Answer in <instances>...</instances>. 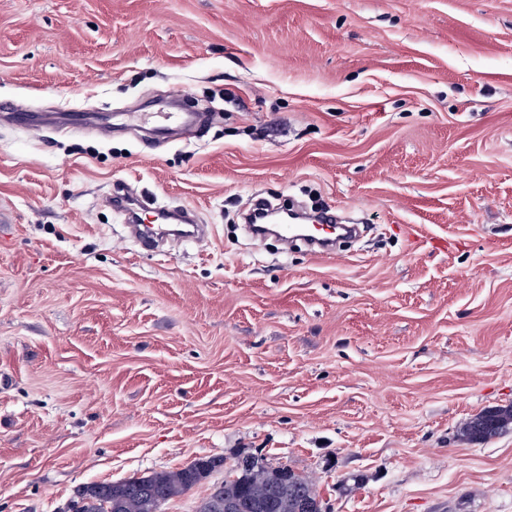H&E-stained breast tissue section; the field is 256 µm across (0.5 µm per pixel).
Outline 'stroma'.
Segmentation results:
<instances>
[{
    "instance_id": "obj_1",
    "label": "stroma",
    "mask_w": 512,
    "mask_h": 512,
    "mask_svg": "<svg viewBox=\"0 0 512 512\" xmlns=\"http://www.w3.org/2000/svg\"><path fill=\"white\" fill-rule=\"evenodd\" d=\"M210 100L197 138L114 123ZM0 512L259 453L327 512H512V0H0ZM210 236L145 252L105 198ZM364 221L282 254L253 194ZM511 421L512 410H488L469 423L466 434L471 439L487 441L500 435Z\"/></svg>"
}]
</instances>
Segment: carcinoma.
Listing matches in <instances>:
<instances>
[{
    "mask_svg": "<svg viewBox=\"0 0 512 512\" xmlns=\"http://www.w3.org/2000/svg\"><path fill=\"white\" fill-rule=\"evenodd\" d=\"M511 423L512 410H488L469 423L466 434L471 439L487 441ZM255 458L265 473L263 480L235 465L224 481L211 485L197 512H224V506L232 502L238 504L233 512H304L301 502H320L316 486L305 476L294 472L292 484L283 485L279 481L281 467L269 465L262 455ZM223 468L224 458L211 456L172 471L87 483L77 488L69 512H162L163 505L173 497Z\"/></svg>",
    "mask_w": 512,
    "mask_h": 512,
    "instance_id": "cac0c4a2",
    "label": "carcinoma"
}]
</instances>
